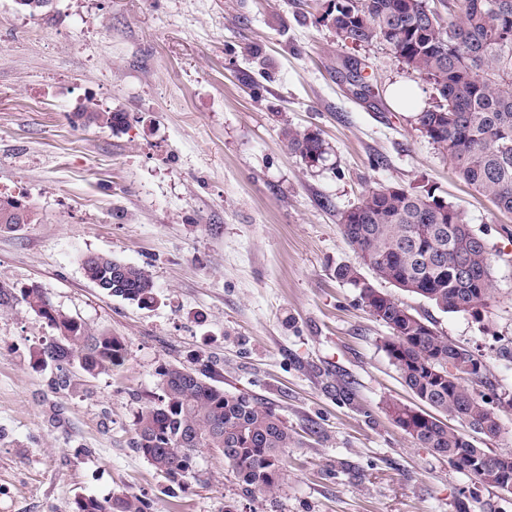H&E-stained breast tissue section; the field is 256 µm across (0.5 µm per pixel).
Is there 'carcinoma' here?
I'll use <instances>...</instances> for the list:
<instances>
[{
  "label": "carcinoma",
  "instance_id": "cac0c4a2",
  "mask_svg": "<svg viewBox=\"0 0 512 512\" xmlns=\"http://www.w3.org/2000/svg\"><path fill=\"white\" fill-rule=\"evenodd\" d=\"M448 19L428 8L427 0H334L327 21L342 40L354 44L381 39L402 62L429 81L436 101L417 115L446 152L459 178L503 213L512 214V0H442ZM78 118L120 130L123 112L84 108ZM288 149L306 164L325 160L319 133L288 124L280 129ZM342 233L378 280L391 286L402 279L416 284L412 294L443 312H473L492 297L489 251L459 210L431 194L403 188L372 187L349 212ZM96 287L141 307L157 300L148 270L102 255L82 259ZM379 321L389 330L384 348L405 386L421 406L401 404L393 423L413 442L448 459L474 484L512 483L501 472L494 451L476 452L449 420L465 421L473 432L495 437L498 414L464 378L448 371V360L470 350L454 344L417 315H407L395 297L381 299ZM21 303L45 320L56 336L39 350L44 364L78 365L94 376L118 368L126 359L124 343L95 332L57 309L36 287L0 286V305ZM160 394L138 412L134 450L168 482V493L196 477L207 449L224 457L241 494L272 493L284 481L282 454L294 433L258 398L219 385L209 365L168 364L158 373ZM73 512H142L138 499L125 493L100 500L78 497Z\"/></svg>",
  "mask_w": 512,
  "mask_h": 512
}]
</instances>
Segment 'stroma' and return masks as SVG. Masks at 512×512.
<instances>
[{"instance_id":"35a3bbf8","label":"stroma","mask_w":512,"mask_h":512,"mask_svg":"<svg viewBox=\"0 0 512 512\" xmlns=\"http://www.w3.org/2000/svg\"><path fill=\"white\" fill-rule=\"evenodd\" d=\"M334 0H51L31 13L0 0V194L34 224L0 231V282L42 289L57 309L122 339L124 365L94 376L36 353L52 329L0 306V512H72L78 496L127 493L147 512H512L418 447L386 405L413 403L383 349L388 328L336 277L357 258L342 213L376 185L457 206L491 254L480 317L395 296L483 359L512 448V215L455 174L396 107L394 85H433L382 40L355 45L326 21ZM360 61L373 89L340 75ZM123 112L119 132L78 112ZM319 132L307 166L282 124ZM146 268L141 308L96 288L81 260ZM201 360L226 390L257 397L295 433L277 490L242 497L222 457L170 497L131 446L166 364Z\"/></svg>"}]
</instances>
